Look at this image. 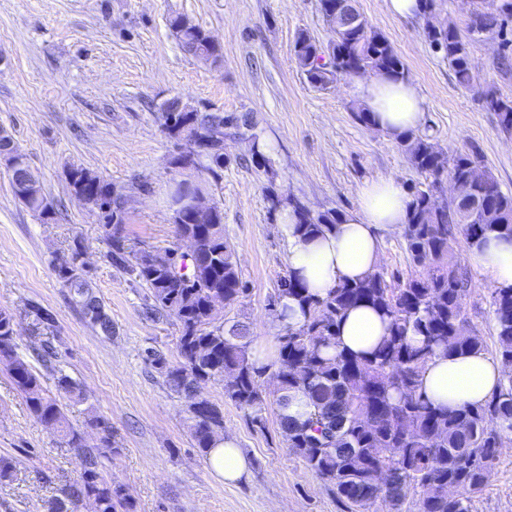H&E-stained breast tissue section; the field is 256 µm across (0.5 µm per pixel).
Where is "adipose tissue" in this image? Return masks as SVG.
I'll list each match as a JSON object with an SVG mask.
<instances>
[{
	"mask_svg": "<svg viewBox=\"0 0 512 512\" xmlns=\"http://www.w3.org/2000/svg\"><path fill=\"white\" fill-rule=\"evenodd\" d=\"M357 95L369 109L375 128L390 135L413 130L423 116V99L407 80L383 76L360 79ZM410 198L392 177L364 183L358 192L356 210L345 216L335 233L306 240L294 232L292 216H281L280 230L288 242V267L310 290L325 294L337 283L354 281L372 273L380 260L382 232L406 224ZM470 263L486 273L499 287H512V242L489 241L472 250ZM386 333L380 313L369 305L347 311L337 329L341 348L366 352ZM502 377L499 362L485 352L436 356L421 376V390L435 406L457 409L484 403ZM207 462L210 471L225 482L239 480L249 463L236 441L224 438L212 448Z\"/></svg>",
	"mask_w": 512,
	"mask_h": 512,
	"instance_id": "obj_1",
	"label": "adipose tissue"
}]
</instances>
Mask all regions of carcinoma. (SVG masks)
I'll return each instance as SVG.
<instances>
[{
  "label": "carcinoma",
  "mask_w": 512,
  "mask_h": 512,
  "mask_svg": "<svg viewBox=\"0 0 512 512\" xmlns=\"http://www.w3.org/2000/svg\"><path fill=\"white\" fill-rule=\"evenodd\" d=\"M487 19L482 27L468 24L467 35L454 26L425 30L431 47L443 53L458 84L472 88L478 80L470 45L484 37H502L503 50L512 48V0H492L479 12ZM181 17L169 20V28L182 50L195 58L218 63L222 49L208 33L194 25L179 27ZM329 42L333 57L322 60L321 42L304 31L294 42V61L314 88L325 89L338 79L365 74L387 75L395 80L408 75L391 42L369 21L355 30H335ZM485 107L497 114L501 129L512 133V99L487 90L481 96ZM178 98L162 113L163 123L190 121L196 128L223 126L235 135L254 129L247 113L179 112ZM251 163L263 174L273 173L268 155L260 149L256 135H249ZM413 168L425 181L410 190L409 218L404 226L406 252L419 272L387 283L376 270L366 278L341 282L319 296L291 272H286L274 292L281 305L293 300L305 322L285 326L277 337V358L293 366L278 377L277 408L287 405L291 394L300 392L310 412L303 420L277 414L287 447L301 458L308 471L332 486L346 512H372L377 503L387 512H404L410 494L417 496L416 512H469L471 497L481 492L486 474L501 440L512 434V288H497L492 294V316L496 355L502 366L498 391L485 403L449 410L436 407L420 389L425 364L434 356L484 349L480 337L462 330L463 302L469 292L468 279L454 246L464 237L469 248H479L491 239L512 241V193H506L491 170L488 195L482 186L468 182L473 153L447 152L439 144L412 132L395 136ZM194 169L214 179L221 178L224 155L196 158ZM460 185L458 202L434 197L431 187L442 176ZM15 196L44 220L55 211L42 187L27 186L24 169L11 174ZM71 192H89L111 208L97 213L102 227L123 226L127 212L123 194L90 170L73 166L68 171ZM170 196L189 199L177 234L194 242L195 249L181 255L182 270L172 272L164 256L146 261L144 250L126 244L125 237L105 232L112 264L130 281L149 291L146 313L167 315L180 324L177 348L180 361L172 365L155 350H146V360L157 368L168 388L188 402L191 436L195 447L208 456L216 443L214 429L224 428L219 406L203 396L201 385L218 380L224 396L257 420L265 410L260 378L268 367H258L250 357L254 338L246 324L224 318V310L235 306L247 291L241 279L234 250L224 239V210L212 198L204 181L180 180ZM209 204L210 221L192 217L191 202ZM269 213H293L295 233L313 239L336 230L344 214L337 210L309 214L295 196L267 194ZM59 278L73 293L80 308H103L88 280L68 266L57 268ZM367 304L387 323V335L365 354L337 348L336 327L343 314ZM15 313L0 309V363L10 373L16 389L26 398L33 415L57 433L70 449L82 456L79 477L55 502V512L89 503V512H135L136 505L125 489L103 474L104 460L121 455L112 426L91 408L85 409L84 429L74 427L56 397L44 389L41 376L29 359L17 352L12 322ZM57 385L70 402L82 404L85 396L68 375L60 374ZM96 431L97 446L85 444L84 430Z\"/></svg>",
  "instance_id": "1"
}]
</instances>
